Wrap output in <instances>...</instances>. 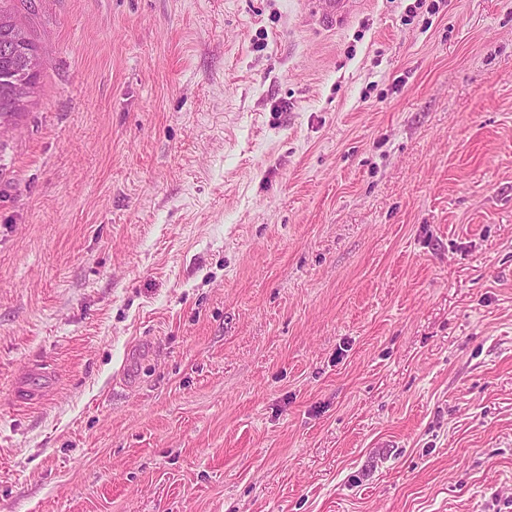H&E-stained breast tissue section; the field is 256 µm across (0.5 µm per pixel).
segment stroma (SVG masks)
<instances>
[{
  "mask_svg": "<svg viewBox=\"0 0 512 512\" xmlns=\"http://www.w3.org/2000/svg\"><path fill=\"white\" fill-rule=\"evenodd\" d=\"M0 512H512V0H5ZM353 0H310V11L323 25H336L345 20L354 10ZM21 37L23 43L28 48L37 50V46L29 38L27 32L19 26L10 14L0 8V119L9 116H18V112H22L24 107L15 112H2L7 105V92L11 83L16 78H24L36 75L42 65V59L35 53L17 47V51L21 53L24 69L21 64V58L11 49L12 39ZM12 38V39H11Z\"/></svg>",
  "mask_w": 512,
  "mask_h": 512,
  "instance_id": "stroma-1",
  "label": "stroma"
}]
</instances>
